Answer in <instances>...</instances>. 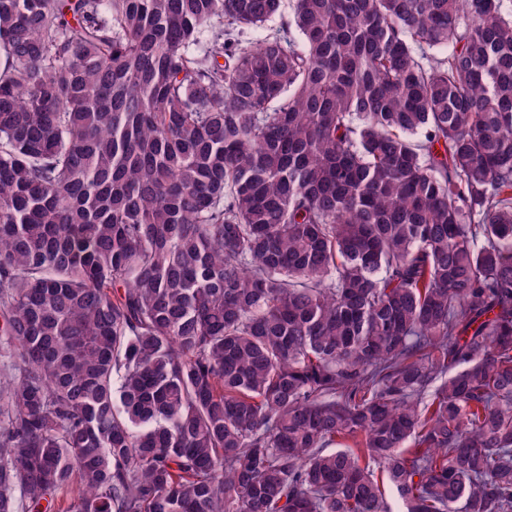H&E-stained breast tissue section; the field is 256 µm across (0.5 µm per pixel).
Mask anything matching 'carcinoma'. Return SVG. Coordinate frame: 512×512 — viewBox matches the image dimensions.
<instances>
[{
  "mask_svg": "<svg viewBox=\"0 0 512 512\" xmlns=\"http://www.w3.org/2000/svg\"><path fill=\"white\" fill-rule=\"evenodd\" d=\"M0 360V512H512V12L0 0Z\"/></svg>",
  "mask_w": 512,
  "mask_h": 512,
  "instance_id": "cac0c4a2",
  "label": "carcinoma"
}]
</instances>
